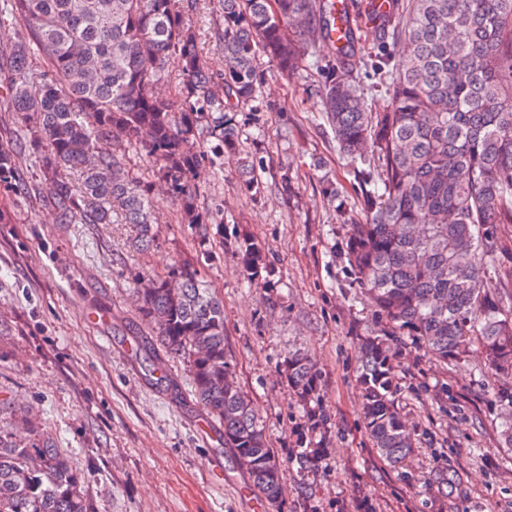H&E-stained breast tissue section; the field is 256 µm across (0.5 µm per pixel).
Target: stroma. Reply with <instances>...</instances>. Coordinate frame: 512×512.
<instances>
[{
	"label": "stroma",
	"instance_id": "1",
	"mask_svg": "<svg viewBox=\"0 0 512 512\" xmlns=\"http://www.w3.org/2000/svg\"><path fill=\"white\" fill-rule=\"evenodd\" d=\"M219 22L217 0H197L193 27L216 74ZM265 78V110L239 120L268 191L246 193L234 164L204 168L197 203L222 222L207 257L167 198L155 202L156 239L145 251L131 246L127 224L60 223L38 158H19L23 193L0 190V393L44 420L96 512H254L218 427L203 431V410L146 379L128 351L132 335H153L134 276L189 262L224 301L225 348L283 462L288 512H512V450L500 444L497 383L481 375L479 348L448 369L418 350L399 358L396 401L416 445L395 468L372 448L355 382L372 309L340 256L346 227L319 193L323 177L349 189L357 179L330 128L311 122L317 86L270 69ZM285 176L288 195L277 189ZM245 232L264 244L274 287L246 281L233 246ZM294 350L316 359L329 415L328 449L304 467L292 459L302 410L280 373Z\"/></svg>",
	"mask_w": 512,
	"mask_h": 512
}]
</instances>
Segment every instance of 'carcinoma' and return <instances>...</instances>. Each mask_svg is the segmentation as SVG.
I'll list each match as a JSON object with an SVG mask.
<instances>
[{"label": "carcinoma", "mask_w": 512, "mask_h": 512, "mask_svg": "<svg viewBox=\"0 0 512 512\" xmlns=\"http://www.w3.org/2000/svg\"><path fill=\"white\" fill-rule=\"evenodd\" d=\"M224 71L211 73L189 23L197 0H0V73L21 128L0 143V188L21 187L18 157L39 155L49 201L63 224H130L134 245H152V199L161 190L181 222L209 241L212 214L199 209L197 174L233 161L245 190L266 192L241 138L238 116L262 112L260 58L282 75L300 70L318 83L319 119L361 183L350 198L325 178L320 193L348 226L341 256L351 283L373 302L376 329L358 343L356 385L364 426L386 462L402 463L414 438L400 408L396 363L409 346L455 366L472 341L482 370L500 382L495 408L502 443L512 448V280L491 292L501 227L512 224V0H392L368 14L382 56L371 109L354 74L356 38L331 0H219ZM344 24L331 41L333 23ZM405 41L403 63L387 47ZM41 56L44 67L34 66ZM180 83L169 89V66ZM211 137L209 149L199 139ZM139 148L152 179L127 168ZM236 251L251 283L274 287L264 245L241 234ZM139 313L163 348L136 336L149 375L175 398L182 387L168 363H187L189 394L221 425L224 447L245 468L251 490L274 512L283 464L270 448L224 345V304L190 265L140 288ZM281 373L303 408L294 461L325 448L328 415L321 373L290 352ZM0 512H95L71 456L47 426L0 398Z\"/></svg>", "instance_id": "1"}]
</instances>
